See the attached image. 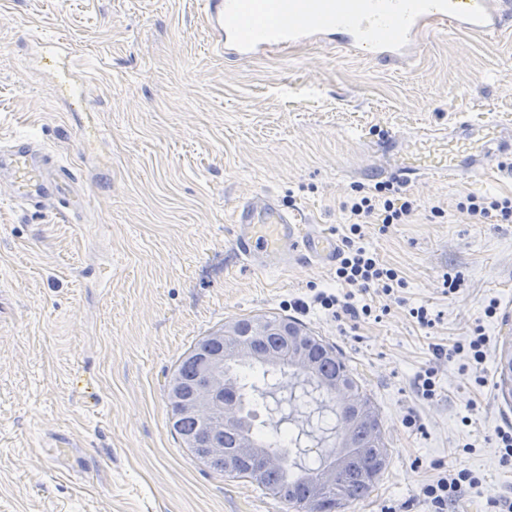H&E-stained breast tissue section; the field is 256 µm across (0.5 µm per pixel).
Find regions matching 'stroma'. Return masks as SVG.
Wrapping results in <instances>:
<instances>
[{
  "label": "stroma",
  "mask_w": 512,
  "mask_h": 512,
  "mask_svg": "<svg viewBox=\"0 0 512 512\" xmlns=\"http://www.w3.org/2000/svg\"><path fill=\"white\" fill-rule=\"evenodd\" d=\"M68 39L94 80L104 133L79 151L26 32ZM512 121V27L492 41L439 31L407 69L305 42L267 59L215 50L195 0H0V143L28 133L79 167L75 223L24 216L0 181V512H289L280 499L196 459L170 427L166 385L203 336L241 318L288 317L342 350L379 410L390 456L376 489L346 512H429L441 468L480 485L449 512L512 502L497 432L495 356L512 342V223L472 217L470 193L512 196V155L465 178L428 175L401 193L405 223L362 244L405 286L350 291L334 266L264 272L232 246L231 207L255 194L313 214L342 237L343 208L374 141L420 136L455 116ZM441 216H434V208ZM461 287L447 294L444 274ZM387 306L380 319L336 318L317 291ZM306 310L291 309L296 300ZM426 306L439 320L418 325ZM483 328L486 359H436ZM436 373L433 399L415 382ZM484 375L485 384L474 381ZM414 426H407L408 417ZM71 452L49 463L55 439Z\"/></svg>",
  "instance_id": "35a3bbf8"
}]
</instances>
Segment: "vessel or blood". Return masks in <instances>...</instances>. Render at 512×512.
Listing matches in <instances>:
<instances>
[{
    "label": "vessel or blood",
    "mask_w": 512,
    "mask_h": 512,
    "mask_svg": "<svg viewBox=\"0 0 512 512\" xmlns=\"http://www.w3.org/2000/svg\"><path fill=\"white\" fill-rule=\"evenodd\" d=\"M199 9L214 47L228 60L266 56L315 38L356 55L404 61L413 58L427 28L481 38L501 32L512 16V0H199ZM32 42L70 92L88 96L89 79L75 64L67 39L36 35ZM36 146L22 138L0 147L10 196L28 215L49 212L71 222L80 205L72 197L77 176L49 154H36ZM374 151L378 161L365 173L377 179L393 176L410 185L428 174L474 175L512 154V128L463 117L432 135H386ZM232 223L235 250L255 268L328 265L336 259L335 237L317 230L297 205L258 195L235 206Z\"/></svg>",
    "instance_id": "vessel-or-blood-1"
}]
</instances>
